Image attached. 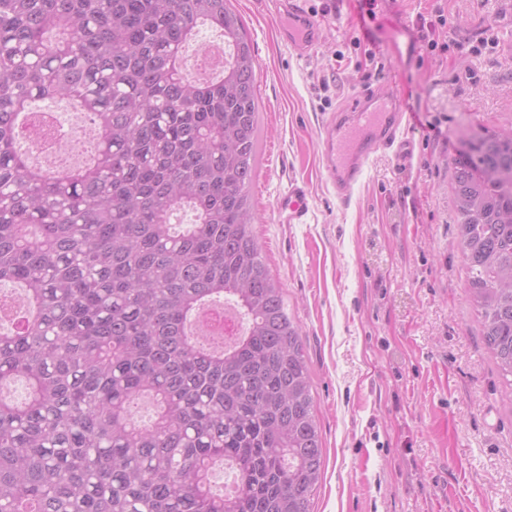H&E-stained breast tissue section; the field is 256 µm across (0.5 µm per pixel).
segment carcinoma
Masks as SVG:
<instances>
[{
	"mask_svg": "<svg viewBox=\"0 0 512 512\" xmlns=\"http://www.w3.org/2000/svg\"><path fill=\"white\" fill-rule=\"evenodd\" d=\"M203 25L230 54L201 83L184 49ZM256 80L230 0H0V283L24 293L0 390L29 389L0 396V512H311L310 370L248 196ZM44 100L92 121L88 162L51 172L16 149ZM454 202L467 301L512 386V137L459 154ZM220 299L245 330L216 349L191 319Z\"/></svg>",
	"mask_w": 512,
	"mask_h": 512,
	"instance_id": "carcinoma-1",
	"label": "carcinoma"
}]
</instances>
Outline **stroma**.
Segmentation results:
<instances>
[{
    "label": "stroma",
    "instance_id": "1",
    "mask_svg": "<svg viewBox=\"0 0 512 512\" xmlns=\"http://www.w3.org/2000/svg\"><path fill=\"white\" fill-rule=\"evenodd\" d=\"M231 3L258 72L253 229L300 326L323 443L312 512H512V404L466 299L452 190L457 154L512 128V0H380L363 73L336 63L359 55L353 0H308L335 9L307 58L268 0ZM438 9L437 36L456 43L432 53L403 30ZM488 35L496 49L470 53ZM389 75L414 114V157L401 170L380 154L340 205L321 177L319 125ZM296 179L311 184L309 220L283 224L275 200Z\"/></svg>",
    "mask_w": 512,
    "mask_h": 512
}]
</instances>
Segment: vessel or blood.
Segmentation results:
<instances>
[{
    "instance_id": "vessel-or-blood-1",
    "label": "vessel or blood",
    "mask_w": 512,
    "mask_h": 512,
    "mask_svg": "<svg viewBox=\"0 0 512 512\" xmlns=\"http://www.w3.org/2000/svg\"><path fill=\"white\" fill-rule=\"evenodd\" d=\"M307 0H280L286 21L281 32L290 48L308 56L320 44L323 19L306 5ZM410 114L399 90L384 92L369 87L345 100L325 117L320 136L319 162L327 187L340 202H348L363 179L368 162L378 153L392 152L398 164L414 157V143L406 133ZM308 183L294 180L275 201L281 223L303 224L308 220Z\"/></svg>"
}]
</instances>
